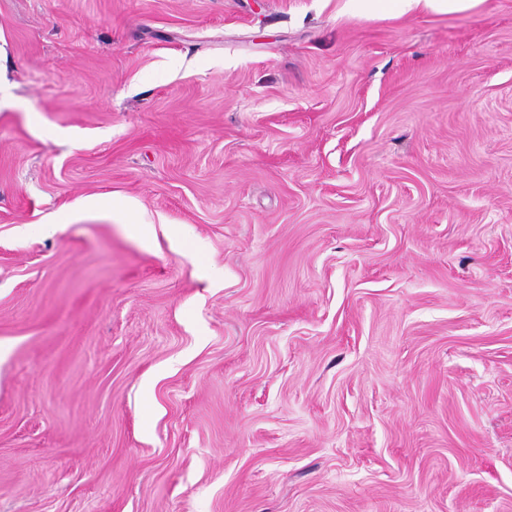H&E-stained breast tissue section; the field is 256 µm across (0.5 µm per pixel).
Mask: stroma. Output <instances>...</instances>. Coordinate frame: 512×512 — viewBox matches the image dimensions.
I'll use <instances>...</instances> for the list:
<instances>
[{
    "label": "stroma",
    "instance_id": "stroma-1",
    "mask_svg": "<svg viewBox=\"0 0 512 512\" xmlns=\"http://www.w3.org/2000/svg\"><path fill=\"white\" fill-rule=\"evenodd\" d=\"M0 84V512H512V0H0ZM405 11L419 9L429 11H443L450 14L468 13L477 9L483 0H400ZM74 208L79 212L101 213L109 217L112 216V219L115 218L122 224L137 223L133 215L134 209L126 202L116 205L113 201L111 204L98 196H88L80 199Z\"/></svg>",
    "mask_w": 512,
    "mask_h": 512
}]
</instances>
